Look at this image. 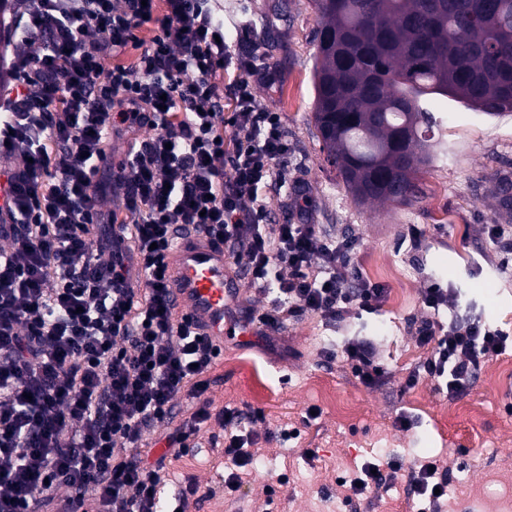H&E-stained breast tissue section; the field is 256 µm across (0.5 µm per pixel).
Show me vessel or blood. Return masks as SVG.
<instances>
[{"label":"vessel or blood","mask_w":512,"mask_h":512,"mask_svg":"<svg viewBox=\"0 0 512 512\" xmlns=\"http://www.w3.org/2000/svg\"><path fill=\"white\" fill-rule=\"evenodd\" d=\"M168 277L177 314L187 315L212 347L220 349L225 340L243 342L263 332L262 323L248 321L240 311L239 280L224 256L223 244L208 235L191 231L175 238Z\"/></svg>","instance_id":"b4317fda"}]
</instances>
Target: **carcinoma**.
Listing matches in <instances>:
<instances>
[{
    "mask_svg": "<svg viewBox=\"0 0 512 512\" xmlns=\"http://www.w3.org/2000/svg\"><path fill=\"white\" fill-rule=\"evenodd\" d=\"M314 123L355 200L411 203L439 94L512 111V0H311Z\"/></svg>",
    "mask_w": 512,
    "mask_h": 512,
    "instance_id": "carcinoma-1",
    "label": "carcinoma"
}]
</instances>
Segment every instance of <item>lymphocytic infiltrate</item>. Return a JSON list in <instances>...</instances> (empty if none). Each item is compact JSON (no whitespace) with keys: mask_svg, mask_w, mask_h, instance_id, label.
<instances>
[{"mask_svg":"<svg viewBox=\"0 0 512 512\" xmlns=\"http://www.w3.org/2000/svg\"><path fill=\"white\" fill-rule=\"evenodd\" d=\"M14 32L24 48L0 102V512H187L203 491L186 477L167 497L170 473L149 462L146 436L170 426L177 459L212 421L232 468L205 492L237 493L264 415L205 397L219 352L175 320L165 256L176 234L233 246L251 286L273 297L261 317L272 329L308 311L374 313L385 290L355 281L351 241L268 223L264 200L291 148L281 113L254 92L277 70L223 40L212 0H23ZM131 45L132 65L118 63ZM228 99L238 137L227 147L217 126ZM123 134L134 141L116 167L107 146ZM450 294L435 281L424 289L434 317L417 341L430 352L425 374L454 396L512 336L441 320ZM342 354L363 384L383 376L371 339H348ZM184 396L199 402L187 417ZM413 483L417 512H439L447 471L421 464Z\"/></svg>","mask_w":512,"mask_h":512,"instance_id":"f902f5d3","label":"lymphocytic infiltrate"}]
</instances>
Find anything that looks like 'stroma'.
Here are the masks:
<instances>
[{
  "label": "stroma",
  "instance_id": "obj_1",
  "mask_svg": "<svg viewBox=\"0 0 512 512\" xmlns=\"http://www.w3.org/2000/svg\"><path fill=\"white\" fill-rule=\"evenodd\" d=\"M217 9L228 38L245 33L279 72L255 98L284 118L291 145L286 181L305 186L311 223L355 241L352 267L385 297L371 315L352 311L334 323L306 312L268 339L225 343L207 374V395L218 407L263 410L250 447L257 462L236 495L203 498L192 512H415L411 472L431 458L450 477L442 512H469L479 491L480 512H501L500 499L512 495V374L501 371L502 362H512V346L486 359L472 384L449 397L423 375L429 351L416 332L429 316L422 292L434 280L452 288L463 317L512 331V273L501 271L488 235L489 225H512V216L497 209L493 183L496 173L512 175V112L488 116L428 96L446 123L429 143L433 161L419 175L423 196L411 204H358L316 136V14L309 0H219ZM415 227L422 237L414 248ZM351 336L374 340L385 368L376 385L361 383L341 357ZM321 382L356 407L355 419L341 420L322 403ZM467 405L480 408L479 420L458 414ZM402 413L411 428L397 424ZM283 426L296 429L297 438L274 439ZM372 453L402 468L391 489L356 495L349 480Z\"/></svg>",
  "mask_w": 512,
  "mask_h": 512
}]
</instances>
